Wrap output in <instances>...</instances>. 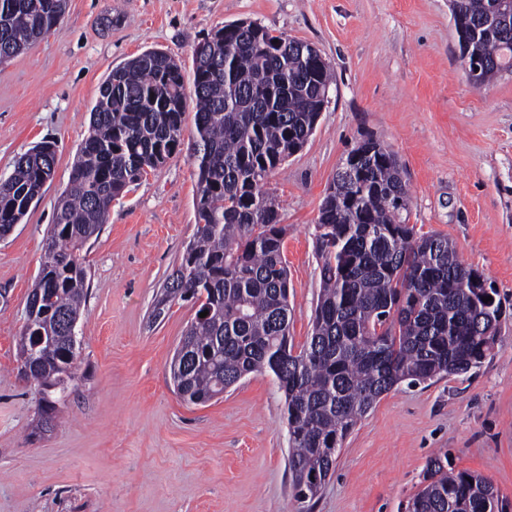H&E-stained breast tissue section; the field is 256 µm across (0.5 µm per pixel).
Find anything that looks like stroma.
Wrapping results in <instances>:
<instances>
[{
    "label": "stroma",
    "mask_w": 512,
    "mask_h": 512,
    "mask_svg": "<svg viewBox=\"0 0 512 512\" xmlns=\"http://www.w3.org/2000/svg\"><path fill=\"white\" fill-rule=\"evenodd\" d=\"M242 20L314 46L334 74L313 134L266 185L286 227L294 349L308 341L320 291L319 207L368 138L399 159L407 223L453 240L504 310L479 368L402 383L377 401L312 503L294 494L272 376L185 403L170 363L197 307L180 301L150 319L196 231L193 112L177 153L113 201L81 252L82 378L56 402L52 428L40 426L41 390L19 375L27 296L101 85L148 50L191 72L195 44ZM42 141L56 144L53 177L0 238V512H405L436 456L512 506V73L469 81L450 0H67L50 35L0 63V179Z\"/></svg>",
    "instance_id": "1"
}]
</instances>
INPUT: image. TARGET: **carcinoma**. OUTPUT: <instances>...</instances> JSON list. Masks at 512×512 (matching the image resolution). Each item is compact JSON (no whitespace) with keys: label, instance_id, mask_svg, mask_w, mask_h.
Here are the masks:
<instances>
[{"label":"carcinoma","instance_id":"cac0c4a2","mask_svg":"<svg viewBox=\"0 0 512 512\" xmlns=\"http://www.w3.org/2000/svg\"><path fill=\"white\" fill-rule=\"evenodd\" d=\"M458 37L486 62L483 84L512 71V15L497 0H453ZM66 0H0V61L20 53L56 25ZM288 51L267 52L273 40ZM294 39L256 25L226 24L197 43L192 86L197 174V230L180 265L156 297L158 319L185 291L198 316L181 337L180 398L205 404L249 374H269L284 396L288 466L298 499H315L336 467L349 432L394 386L477 368L497 345L502 304L470 287L476 269L448 238L419 235L405 223L408 189L395 154L378 141L364 158L365 180L333 184L319 208L316 244L320 292L303 348L289 345L291 309L279 204L264 190L272 173L315 130L332 83L322 59L306 66ZM187 107L181 66L148 50L112 71L91 111L70 187L47 235L27 299L19 340L21 365L43 378H77V349L63 322L80 316L87 270L80 251L106 223L112 201L163 166L177 151ZM54 145L22 155L0 180V237L20 223L54 169ZM359 196L352 209L349 197ZM494 300L485 303L483 297ZM424 487L406 512H507L481 475L450 471L430 459Z\"/></svg>","mask_w":512,"mask_h":512}]
</instances>
